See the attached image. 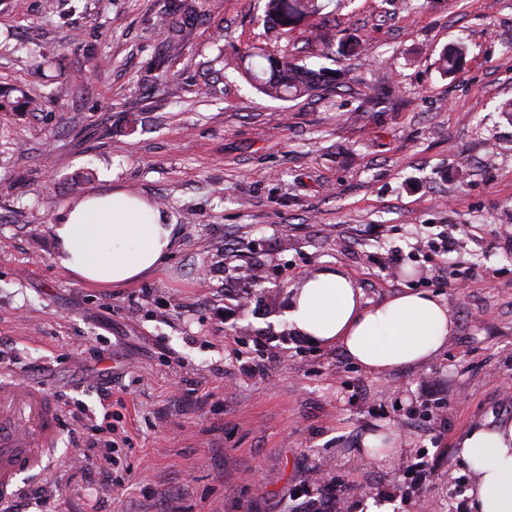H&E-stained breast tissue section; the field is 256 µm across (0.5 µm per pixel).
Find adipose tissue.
I'll return each instance as SVG.
<instances>
[{
    "label": "adipose tissue",
    "instance_id": "1",
    "mask_svg": "<svg viewBox=\"0 0 512 512\" xmlns=\"http://www.w3.org/2000/svg\"><path fill=\"white\" fill-rule=\"evenodd\" d=\"M58 265L93 287L132 283L159 269L174 248V227L147 199L115 191L67 202L51 224ZM284 318L298 336L340 348L364 370L420 367L441 354L453 331L448 303L427 291L364 300L341 272L322 270L295 288ZM469 464L475 512H512V420L486 422L457 443Z\"/></svg>",
    "mask_w": 512,
    "mask_h": 512
}]
</instances>
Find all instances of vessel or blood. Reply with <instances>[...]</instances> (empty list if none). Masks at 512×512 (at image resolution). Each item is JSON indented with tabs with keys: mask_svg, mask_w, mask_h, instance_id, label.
Returning a JSON list of instances; mask_svg holds the SVG:
<instances>
[{
	"mask_svg": "<svg viewBox=\"0 0 512 512\" xmlns=\"http://www.w3.org/2000/svg\"><path fill=\"white\" fill-rule=\"evenodd\" d=\"M63 410L32 380H0V502L20 497L24 477L43 471L60 440Z\"/></svg>",
	"mask_w": 512,
	"mask_h": 512,
	"instance_id": "b4317fda",
	"label": "vessel or blood"
}]
</instances>
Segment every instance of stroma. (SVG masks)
<instances>
[{
  "instance_id": "obj_1",
  "label": "stroma",
  "mask_w": 512,
  "mask_h": 512,
  "mask_svg": "<svg viewBox=\"0 0 512 512\" xmlns=\"http://www.w3.org/2000/svg\"><path fill=\"white\" fill-rule=\"evenodd\" d=\"M320 2L325 54L309 27L266 25L264 0L193 17L181 0H0L23 45L0 42V92L41 103L0 111V375L48 385L71 460L13 512H473L457 442L512 420V0ZM251 45L337 83L269 98L236 67ZM115 190L160 207L177 246L90 288L56 263L50 222ZM325 269L374 302L443 296L444 352L372 374L294 335L288 292ZM106 420L108 482L76 457ZM391 428L395 454L365 458ZM468 52L467 46L463 42H458L446 49L439 58V68L444 75L453 76L460 63L465 59ZM400 442L399 432L395 430H390L389 433L377 434V433H369L363 439V447L369 448V452L367 454L368 457H372L371 450L373 448H379L383 453L381 457H384L387 454H392L398 444Z\"/></svg>"
}]
</instances>
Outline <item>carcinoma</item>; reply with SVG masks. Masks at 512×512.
I'll return each instance as SVG.
<instances>
[{
    "instance_id": "cac0c4a2",
    "label": "carcinoma",
    "mask_w": 512,
    "mask_h": 512,
    "mask_svg": "<svg viewBox=\"0 0 512 512\" xmlns=\"http://www.w3.org/2000/svg\"><path fill=\"white\" fill-rule=\"evenodd\" d=\"M318 12L315 0H266L265 22L273 28L288 29L294 21L304 16H313ZM468 52L467 46L458 42L446 49L439 58V68L444 75L450 77L456 73L460 63ZM250 59L243 68L245 78L259 92L279 99H298L311 92L330 85L323 79V74L290 61L285 57H274L263 49L251 47L241 55ZM260 58L266 65L258 66L252 59ZM33 107L32 100L25 92L15 99H0V111L26 112Z\"/></svg>"
}]
</instances>
